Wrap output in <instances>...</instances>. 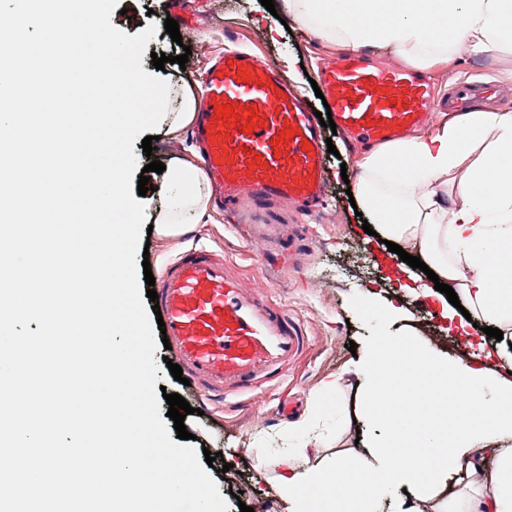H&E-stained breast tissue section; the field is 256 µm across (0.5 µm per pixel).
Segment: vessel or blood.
Returning <instances> with one entry per match:
<instances>
[{
  "label": "vessel or blood",
  "instance_id": "vessel-or-blood-1",
  "mask_svg": "<svg viewBox=\"0 0 512 512\" xmlns=\"http://www.w3.org/2000/svg\"><path fill=\"white\" fill-rule=\"evenodd\" d=\"M317 66L338 127L372 146L427 130L436 112H465L502 94L500 85L463 80L440 99L431 74L353 52ZM203 85L192 132L213 193L233 207L321 204L328 192L322 137L300 95L258 54L235 49L212 58ZM226 104L237 120L217 117ZM154 289L175 360L198 399L245 395L278 379L305 348L299 326L212 247L182 249L156 271Z\"/></svg>",
  "mask_w": 512,
  "mask_h": 512
}]
</instances>
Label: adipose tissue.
<instances>
[{
	"mask_svg": "<svg viewBox=\"0 0 512 512\" xmlns=\"http://www.w3.org/2000/svg\"><path fill=\"white\" fill-rule=\"evenodd\" d=\"M284 11L312 25L317 34L339 38L357 52L375 44L392 46L416 65H427L436 50L463 38L474 54L512 46V0H281ZM483 146L480 162L449 207L439 196H415L412 187L447 174L473 143ZM512 113L474 110L463 113L430 140H398L371 153L356 179L358 202L380 239L416 242L427 268L440 282L453 283L463 309L444 304L449 321L500 327L512 323V261L500 255L512 239ZM203 171L172 161L159 184L166 198L154 222L164 235L186 232L190 216L209 207ZM398 183L403 194L382 191ZM408 335H384L367 346L355 364L358 384L356 420H376L386 438L367 439L356 458L339 454L305 469L289 467L279 476L278 495L288 512H379L382 500L407 490L406 512H512V416L493 424L475 421L466 400L492 390L495 403L512 401V361L451 359L432 352L396 361L411 347ZM425 376L429 399L442 408L439 419L419 424L387 414L379 404L395 375ZM406 448H431V468L400 467ZM457 489L440 492L447 477Z\"/></svg>",
	"mask_w": 512,
	"mask_h": 512,
	"instance_id": "ef3b65f1",
	"label": "adipose tissue"
}]
</instances>
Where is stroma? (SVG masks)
Wrapping results in <instances>:
<instances>
[{
  "label": "stroma",
  "mask_w": 512,
  "mask_h": 512,
  "mask_svg": "<svg viewBox=\"0 0 512 512\" xmlns=\"http://www.w3.org/2000/svg\"><path fill=\"white\" fill-rule=\"evenodd\" d=\"M184 0H119V13L113 14L116 28L133 36L149 23L168 16L179 23L181 45L171 39L153 38L146 45L142 68L157 72L152 54L191 49L196 67L181 70L179 64H166L161 72L170 87V101H177L184 88H197L210 53L219 48L250 49L269 60L278 70L288 61L304 65L309 80L300 89L312 110L323 111L311 81L317 76L318 57L344 53L341 40L319 36L311 26L294 17L278 20L261 5L260 0H210L209 11L196 24L184 23L180 9ZM441 82L440 92H447L451 81L469 78L494 81L504 90L495 109L512 112V47H501L482 55L462 50L459 42L450 43L447 52L438 54L428 68ZM158 141L152 155L141 146L133 152L139 165L149 159L170 163L182 159L198 163L200 150L189 127L170 129L161 121L156 130ZM323 137L331 139L338 153L330 157L331 194L314 211L272 204L249 211L240 224L227 220L216 207L196 218L191 231L183 234H151L149 262L159 267L180 249L199 242L223 250L247 281L266 290L272 303L285 309L308 338L303 357L289 366L280 384L263 386L252 393L221 403L190 402L193 414L184 424L195 435V448L220 453L208 473L217 483L221 496L228 499V512H240L247 505L254 512H288L287 503L275 485L288 457L299 441H307V459L297 460V467L308 461L358 451L357 437H382L381 423L369 421L355 427L348 417L354 412L357 388L352 373L355 358L350 344L365 348L387 328L375 314L356 313L353 305L366 296L393 302L405 311L404 329L417 348L435 349L451 354L460 351L461 338L456 328L442 316V305L435 298L405 290L403 273L390 261H376L367 233L356 216L346 193V182L362 171L370 151L352 145L344 136L324 128ZM296 239H289V232ZM342 378L338 392L324 393L325 382ZM308 419L305 432L294 425ZM233 464L236 475L227 479L224 463Z\"/></svg>",
  "instance_id": "obj_1"
}]
</instances>
